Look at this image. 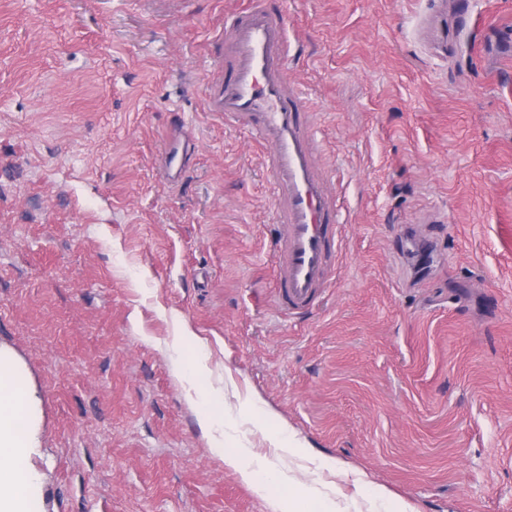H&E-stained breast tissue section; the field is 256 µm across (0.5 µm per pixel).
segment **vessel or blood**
<instances>
[{
	"instance_id": "b4317fda",
	"label": "vessel or blood",
	"mask_w": 512,
	"mask_h": 512,
	"mask_svg": "<svg viewBox=\"0 0 512 512\" xmlns=\"http://www.w3.org/2000/svg\"><path fill=\"white\" fill-rule=\"evenodd\" d=\"M285 0H243L224 19L222 49L207 76L206 109L250 132L266 148L276 231L273 300L286 314L318 306L332 284L342 213L314 154L313 115L288 79L290 27ZM196 148L173 134L162 154L172 179Z\"/></svg>"
}]
</instances>
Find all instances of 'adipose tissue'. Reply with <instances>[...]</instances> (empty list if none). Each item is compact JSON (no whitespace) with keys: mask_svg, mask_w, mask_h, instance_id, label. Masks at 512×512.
Here are the masks:
<instances>
[{"mask_svg":"<svg viewBox=\"0 0 512 512\" xmlns=\"http://www.w3.org/2000/svg\"><path fill=\"white\" fill-rule=\"evenodd\" d=\"M193 341L187 330H180L174 338L173 350L182 368L187 399L192 404L205 401L200 422L214 447L219 448L238 426L224 418L220 408L222 393L206 386L205 364L198 356L187 355L186 347ZM35 427V401L29 384L12 357L0 351V512H42L38 475L24 464L37 444ZM226 462L256 490L285 479L267 457L250 448L237 449Z\"/></svg>","mask_w":512,"mask_h":512,"instance_id":"adipose-tissue-1","label":"adipose tissue"}]
</instances>
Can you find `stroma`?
Segmentation results:
<instances>
[{
  "label": "stroma",
  "instance_id": "stroma-1",
  "mask_svg": "<svg viewBox=\"0 0 512 512\" xmlns=\"http://www.w3.org/2000/svg\"><path fill=\"white\" fill-rule=\"evenodd\" d=\"M241 0H0V348L44 512H275L228 466L288 426L336 512H512V0H287L288 73L343 203L322 305L272 302L263 146L205 109ZM467 20L456 47L448 24ZM197 152L178 184L174 126ZM231 417L211 447L172 349ZM195 148L194 138L183 130L170 137L162 154V174L167 181L172 180L175 167L176 171L184 167L187 157L195 151Z\"/></svg>",
  "mask_w": 512,
  "mask_h": 512
}]
</instances>
